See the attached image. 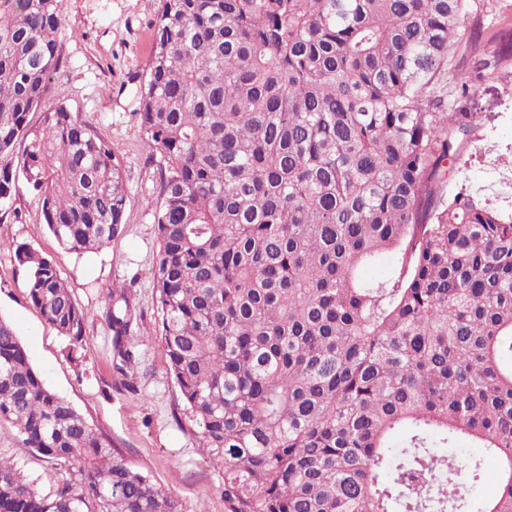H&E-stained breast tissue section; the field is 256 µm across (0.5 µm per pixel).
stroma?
<instances>
[{"mask_svg":"<svg viewBox=\"0 0 512 512\" xmlns=\"http://www.w3.org/2000/svg\"><path fill=\"white\" fill-rule=\"evenodd\" d=\"M157 6L158 0H64L66 21L58 32L62 63L53 84L67 107L111 138L127 191L125 227L95 252L65 253L47 229L33 191L17 181L14 213H0V318L14 325L44 383L173 493L184 512H228L224 463L200 448L199 427L183 410L155 334L151 272L158 241L147 200L158 174L139 134L132 77L149 59ZM467 16L479 26L480 37H462L454 63L472 68L484 60L488 67L481 72L477 96L448 97L459 110L480 115L448 175V190L465 186L512 211V0H467ZM20 244L55 260L74 298L90 311L80 359L69 356L66 340L30 304L26 272L15 257ZM123 283L132 284L142 312L131 391L114 386L111 335L96 315L102 289ZM0 457L17 463L45 492L77 477L76 468H51L5 421L0 423Z\"/></svg>","mask_w":512,"mask_h":512,"instance_id":"obj_1","label":"stroma"}]
</instances>
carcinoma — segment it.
<instances>
[{
    "mask_svg": "<svg viewBox=\"0 0 512 512\" xmlns=\"http://www.w3.org/2000/svg\"><path fill=\"white\" fill-rule=\"evenodd\" d=\"M466 2L159 0L136 109L158 167L155 334L230 512H471L480 459L438 452L460 439L498 463L479 512H512V213L445 193L477 128L448 108V84L474 90L451 67ZM63 21V0H0V211L24 179L83 254L122 232L127 193L107 135L41 110ZM16 258L79 351L89 314L56 263ZM99 316L133 391L129 288ZM2 420L80 480L44 494L0 458V512H182L0 318Z\"/></svg>",
    "mask_w": 512,
    "mask_h": 512,
    "instance_id": "cac0c4a2",
    "label": "carcinoma"
}]
</instances>
